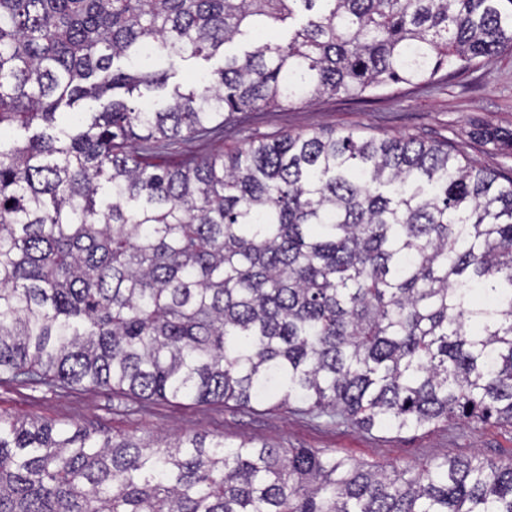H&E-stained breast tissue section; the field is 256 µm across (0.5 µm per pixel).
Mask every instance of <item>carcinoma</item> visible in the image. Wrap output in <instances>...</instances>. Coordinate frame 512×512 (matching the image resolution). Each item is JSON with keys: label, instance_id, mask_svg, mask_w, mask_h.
<instances>
[{"label": "carcinoma", "instance_id": "1", "mask_svg": "<svg viewBox=\"0 0 512 512\" xmlns=\"http://www.w3.org/2000/svg\"><path fill=\"white\" fill-rule=\"evenodd\" d=\"M506 50L512 0H0V379L512 425V176L449 140L327 129L158 162L240 112L431 88ZM88 98L102 111H74ZM0 512H512V461L0 415Z\"/></svg>", "mask_w": 512, "mask_h": 512}]
</instances>
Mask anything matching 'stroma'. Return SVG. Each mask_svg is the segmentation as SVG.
<instances>
[{
	"instance_id": "35a3bbf8",
	"label": "stroma",
	"mask_w": 512,
	"mask_h": 512,
	"mask_svg": "<svg viewBox=\"0 0 512 512\" xmlns=\"http://www.w3.org/2000/svg\"><path fill=\"white\" fill-rule=\"evenodd\" d=\"M319 128L360 137L448 139L464 157L510 175L512 149L475 139L474 134L481 129L512 131V53H501L472 73L435 89L397 84L364 99L324 96L239 114L209 137L177 141L164 160L178 165L253 140ZM0 415L50 420L66 428L80 426L105 436L201 433L229 443L247 440L258 446L329 450L369 465L415 467L444 455L466 458L477 452L503 461L512 458V426L492 420L452 421L416 431H368L314 420L297 406L272 401H257L247 408L189 400L148 402L106 390L91 392L74 386L50 392L2 380Z\"/></svg>"
}]
</instances>
